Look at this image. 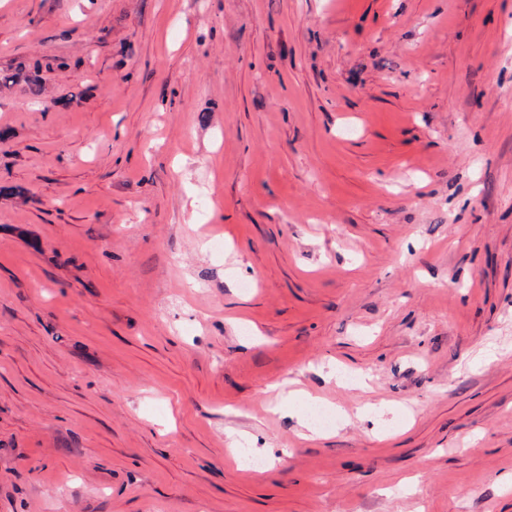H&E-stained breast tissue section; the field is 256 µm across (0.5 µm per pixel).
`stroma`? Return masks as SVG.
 <instances>
[{
  "instance_id": "obj_1",
  "label": "stroma",
  "mask_w": 512,
  "mask_h": 512,
  "mask_svg": "<svg viewBox=\"0 0 512 512\" xmlns=\"http://www.w3.org/2000/svg\"><path fill=\"white\" fill-rule=\"evenodd\" d=\"M37 61L0 512H512V0H0V73Z\"/></svg>"
}]
</instances>
